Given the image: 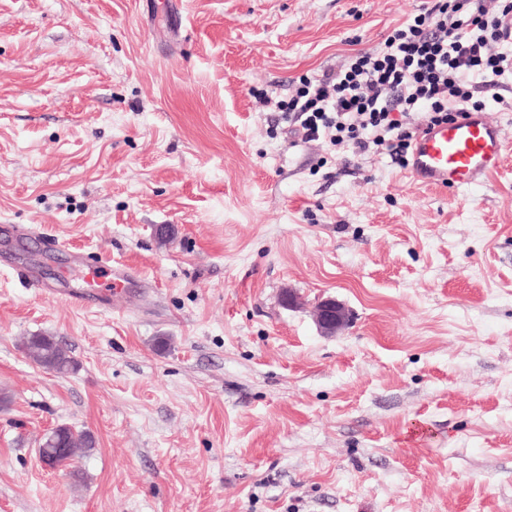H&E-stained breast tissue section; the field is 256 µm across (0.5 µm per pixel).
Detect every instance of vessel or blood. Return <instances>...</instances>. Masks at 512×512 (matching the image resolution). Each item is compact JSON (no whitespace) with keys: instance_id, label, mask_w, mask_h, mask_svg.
<instances>
[{"instance_id":"b4317fda","label":"vessel or blood","mask_w":512,"mask_h":512,"mask_svg":"<svg viewBox=\"0 0 512 512\" xmlns=\"http://www.w3.org/2000/svg\"><path fill=\"white\" fill-rule=\"evenodd\" d=\"M504 151L498 125L485 113L470 111L454 122L422 128L413 143L408 171L424 185L473 188L499 171Z\"/></svg>"}]
</instances>
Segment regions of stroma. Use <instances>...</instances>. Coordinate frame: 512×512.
<instances>
[{"label":"stroma","instance_id":"stroma-1","mask_svg":"<svg viewBox=\"0 0 512 512\" xmlns=\"http://www.w3.org/2000/svg\"><path fill=\"white\" fill-rule=\"evenodd\" d=\"M423 2L0 0V512H512V75L473 190L276 107ZM314 318L318 330L325 336L343 332L350 323L348 309L334 297L323 298L316 304ZM26 348L32 361L46 372L66 374L77 368V362L69 351L52 336L45 334L29 336ZM45 448L58 452L61 465L67 464L73 455L86 454L95 446L94 437L89 432H75L70 426H57L41 443Z\"/></svg>","mask_w":512,"mask_h":512}]
</instances>
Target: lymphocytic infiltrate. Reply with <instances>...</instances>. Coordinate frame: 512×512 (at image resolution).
<instances>
[{"instance_id":"1","label":"lymphocytic infiltrate","mask_w":512,"mask_h":512,"mask_svg":"<svg viewBox=\"0 0 512 512\" xmlns=\"http://www.w3.org/2000/svg\"><path fill=\"white\" fill-rule=\"evenodd\" d=\"M512 73V0H426L381 46L348 68L304 78L278 108L305 141L328 139L353 155L385 151L407 165L420 125L481 110Z\"/></svg>"}]
</instances>
